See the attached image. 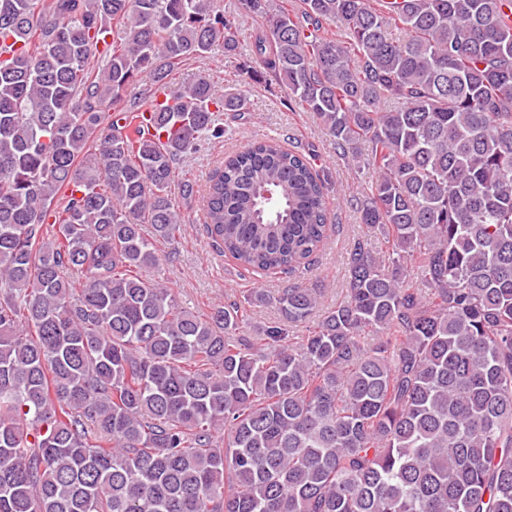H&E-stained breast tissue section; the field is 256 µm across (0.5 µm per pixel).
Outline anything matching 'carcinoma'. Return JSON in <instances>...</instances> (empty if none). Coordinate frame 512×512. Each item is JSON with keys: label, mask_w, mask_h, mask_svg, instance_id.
<instances>
[{"label": "carcinoma", "mask_w": 512, "mask_h": 512, "mask_svg": "<svg viewBox=\"0 0 512 512\" xmlns=\"http://www.w3.org/2000/svg\"><path fill=\"white\" fill-rule=\"evenodd\" d=\"M294 101L376 172L345 299L293 283L202 317L148 275L168 187L241 112L199 78L127 91L239 17ZM0 512H512V0H0ZM112 111H106V108ZM206 232L294 274L331 230L306 156L254 141ZM53 218V224L47 219ZM281 319L243 333L245 308ZM377 343L366 348L361 336Z\"/></svg>", "instance_id": "1"}]
</instances>
